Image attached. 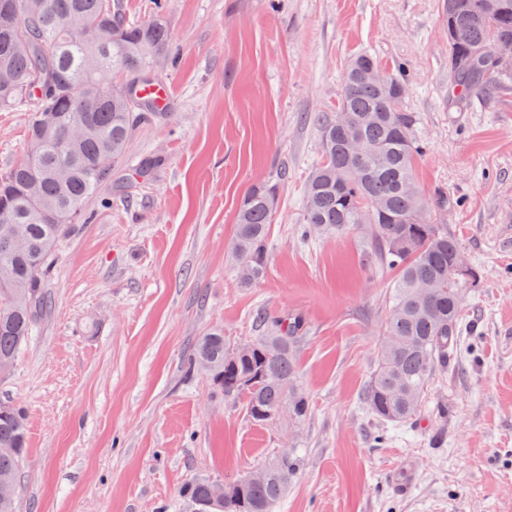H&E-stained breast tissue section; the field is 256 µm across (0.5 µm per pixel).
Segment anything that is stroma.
Here are the masks:
<instances>
[{
	"label": "stroma",
	"instance_id": "1",
	"mask_svg": "<svg viewBox=\"0 0 512 512\" xmlns=\"http://www.w3.org/2000/svg\"><path fill=\"white\" fill-rule=\"evenodd\" d=\"M445 0H114L169 31L153 73L170 104L140 120L53 256L47 310L0 402L22 405L28 456L17 512H189L194 477L231 483L290 449L303 466L273 512H512V89L448 108ZM359 53L404 67L423 146L415 172L479 275L460 344L417 422L365 405L390 277L362 263L356 233L303 238L319 130ZM31 108L0 109V172L29 151ZM157 164L145 179L136 170ZM273 185L268 264L238 278L236 217ZM300 314L302 422H253L185 362L200 336L233 345Z\"/></svg>",
	"mask_w": 512,
	"mask_h": 512
}]
</instances>
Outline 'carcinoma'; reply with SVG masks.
Masks as SVG:
<instances>
[{
    "instance_id": "carcinoma-1",
    "label": "carcinoma",
    "mask_w": 512,
    "mask_h": 512,
    "mask_svg": "<svg viewBox=\"0 0 512 512\" xmlns=\"http://www.w3.org/2000/svg\"><path fill=\"white\" fill-rule=\"evenodd\" d=\"M448 106L458 112L475 99L486 100L512 85V71L501 72L488 53L512 54V0H446ZM27 39L26 54L14 40ZM168 30L162 21L138 23L114 10L112 0H0V107L33 106L32 154L0 174V211L25 225L27 247L11 251L0 230V364L13 366L47 307L43 284L59 241L84 216L83 203L108 172L98 160L110 156L122 165L140 113L156 107L142 95L151 60L163 53ZM100 69L87 70V59ZM375 68L393 84L386 88L369 73ZM132 85L115 95L112 79ZM407 83L399 69L389 71L372 55L355 56L343 75L335 115L321 124L320 163L305 190L301 234H339L363 229L370 240L369 266L393 272L388 314L377 351V369L365 403L378 421L412 423L424 404L428 382L457 349L461 297L477 273H456L460 249L436 211L448 200L428 202L417 184L414 165L421 152L413 119L405 108ZM60 124L58 137L38 138L42 113ZM75 119L88 126L73 147L64 145L66 126ZM370 147L358 155L352 139ZM69 170L65 180L56 177ZM39 194L27 192L29 179ZM277 205L272 188L252 190L239 208L234 249L239 280L250 286L267 267L268 226ZM271 335L238 346L227 345L218 330L201 337L189 368L204 371L241 399L258 424L286 418L300 422L310 400L296 385L292 345L305 322L290 314L270 321ZM25 413L0 404V512H16L18 473L25 461ZM300 468L293 452L279 450L257 469L260 477L240 480L227 502H213L212 482L192 479L182 490L191 512H271Z\"/></svg>"
}]
</instances>
